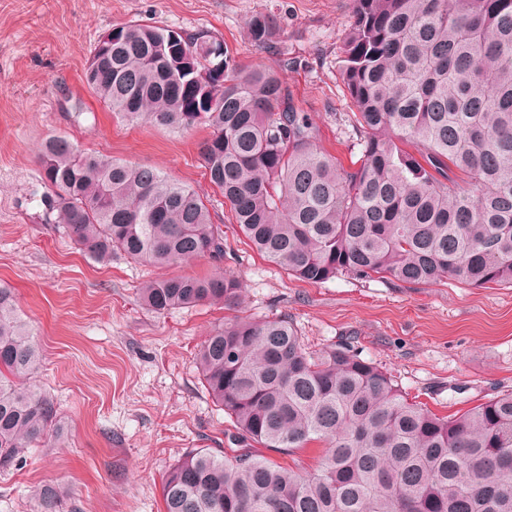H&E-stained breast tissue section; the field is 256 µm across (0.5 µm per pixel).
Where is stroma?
<instances>
[{
    "label": "stroma",
    "instance_id": "35a3bbf8",
    "mask_svg": "<svg viewBox=\"0 0 512 512\" xmlns=\"http://www.w3.org/2000/svg\"><path fill=\"white\" fill-rule=\"evenodd\" d=\"M274 15L286 60L255 49L251 15ZM131 21L208 29L246 67H274L313 122L318 148L350 165L354 107L338 69L351 0H0V282L11 285L42 353L36 382L54 400L63 437L0 470V512H30L43 483L59 512H164L162 480L197 448L231 446L230 417L205 390L196 355L234 316H288L308 350L352 339L408 397L440 415L512 390V286L454 280L408 288L343 275L321 284L288 278L254 251L214 193L200 147L206 126L171 132L117 120L82 74L91 50ZM155 167L209 199L224 230V260L151 266L114 253L84 255L41 203L48 188L36 156L43 140ZM221 270L242 284L236 310L197 305L159 314L138 290L152 279Z\"/></svg>",
    "mask_w": 512,
    "mask_h": 512
}]
</instances>
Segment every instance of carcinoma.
Returning <instances> with one entry per match:
<instances>
[{
    "label": "carcinoma",
    "instance_id": "cac0c4a2",
    "mask_svg": "<svg viewBox=\"0 0 512 512\" xmlns=\"http://www.w3.org/2000/svg\"><path fill=\"white\" fill-rule=\"evenodd\" d=\"M352 12L339 53L360 151L348 169L318 150L275 71L243 67L210 30L119 26L99 39L83 81L130 124L211 128L201 151L210 184L290 277L512 286V0H352ZM247 35L269 53L281 39L266 14L248 20ZM38 159L47 213L92 259H224L205 201L159 169L60 135ZM240 293L221 273L140 288L155 312L234 306ZM197 361L236 447L220 457L197 448L172 467L165 512H512V392L438 416L348 341L307 352L285 316L214 328ZM41 362L0 283V468L61 437L52 397L33 384ZM313 442L321 459L304 474L256 454ZM58 500L45 483L31 512H57Z\"/></svg>",
    "mask_w": 512,
    "mask_h": 512
}]
</instances>
